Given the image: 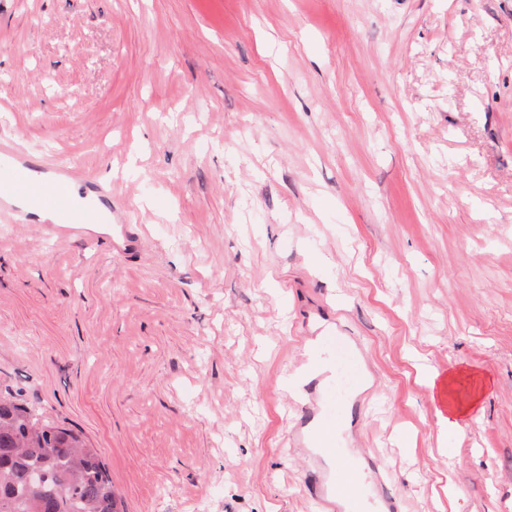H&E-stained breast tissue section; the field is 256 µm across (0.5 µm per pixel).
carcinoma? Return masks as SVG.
<instances>
[{
    "label": "carcinoma",
    "instance_id": "carcinoma-1",
    "mask_svg": "<svg viewBox=\"0 0 512 512\" xmlns=\"http://www.w3.org/2000/svg\"><path fill=\"white\" fill-rule=\"evenodd\" d=\"M0 512H118L97 449L10 392L0 394Z\"/></svg>",
    "mask_w": 512,
    "mask_h": 512
}]
</instances>
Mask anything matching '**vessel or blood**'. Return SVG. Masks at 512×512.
<instances>
[{
    "instance_id": "b4317fda",
    "label": "vessel or blood",
    "mask_w": 512,
    "mask_h": 512,
    "mask_svg": "<svg viewBox=\"0 0 512 512\" xmlns=\"http://www.w3.org/2000/svg\"><path fill=\"white\" fill-rule=\"evenodd\" d=\"M111 199V186L85 178L75 165L58 163L49 168L28 158L17 142H0L1 224L34 223L39 221L40 211L45 210L52 216L53 234L62 240L69 239L78 235L84 225L104 221L96 203ZM329 366L334 373L323 386L319 400L301 397L292 406L297 414L318 410L323 421L319 451L341 463L349 459L350 451L336 427L338 395L364 387L368 378L347 339L333 333L323 336L317 357H300L294 371L309 379ZM389 477L388 470L378 464L358 475L354 491L346 500L345 512H408L403 501L384 494Z\"/></svg>"
}]
</instances>
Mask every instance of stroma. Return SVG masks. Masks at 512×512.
I'll list each match as a JSON object with an SVG mask.
<instances>
[{
    "mask_svg": "<svg viewBox=\"0 0 512 512\" xmlns=\"http://www.w3.org/2000/svg\"><path fill=\"white\" fill-rule=\"evenodd\" d=\"M112 186L0 223V388L123 512H308L282 381L341 326L412 512H512V0H0V139ZM488 387L450 447L419 367Z\"/></svg>",
    "mask_w": 512,
    "mask_h": 512,
    "instance_id": "35a3bbf8",
    "label": "stroma"
}]
</instances>
